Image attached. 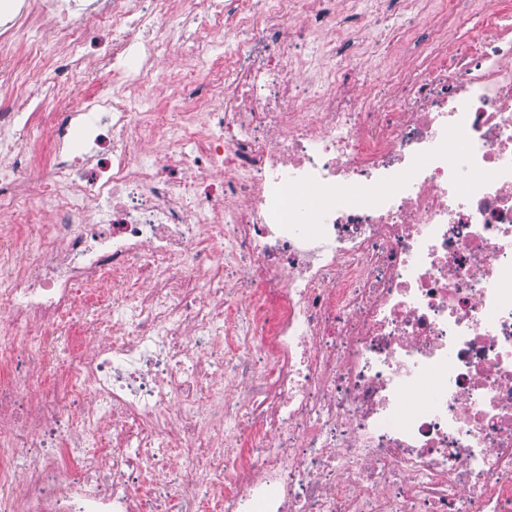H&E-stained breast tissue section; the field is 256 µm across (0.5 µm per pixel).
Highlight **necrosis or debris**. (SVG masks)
Masks as SVG:
<instances>
[{
  "instance_id": "4bbe7bcc",
  "label": "necrosis or debris",
  "mask_w": 512,
  "mask_h": 512,
  "mask_svg": "<svg viewBox=\"0 0 512 512\" xmlns=\"http://www.w3.org/2000/svg\"><path fill=\"white\" fill-rule=\"evenodd\" d=\"M150 2L0 15L61 102L0 113V214L39 223L0 287V512H512V11ZM402 40L387 105L337 89L346 49ZM92 53L113 92L67 106Z\"/></svg>"
}]
</instances>
